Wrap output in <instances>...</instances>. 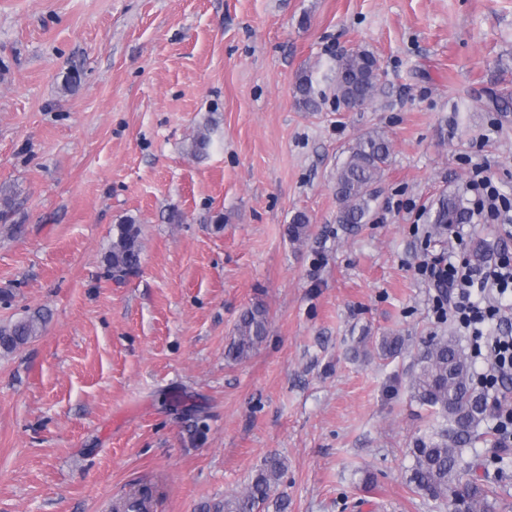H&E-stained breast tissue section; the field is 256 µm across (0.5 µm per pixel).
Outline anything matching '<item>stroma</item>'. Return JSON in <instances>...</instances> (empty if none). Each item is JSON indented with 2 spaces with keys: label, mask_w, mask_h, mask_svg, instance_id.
<instances>
[{
  "label": "stroma",
  "mask_w": 512,
  "mask_h": 512,
  "mask_svg": "<svg viewBox=\"0 0 512 512\" xmlns=\"http://www.w3.org/2000/svg\"><path fill=\"white\" fill-rule=\"evenodd\" d=\"M358 48L381 80L347 112L327 75ZM510 92L512 0H0V324L47 315L0 349V512H114L143 486L151 512H215L272 456L288 512H439L407 481L429 424L410 374L430 336L471 339L415 266L479 236L512 252L495 225L427 222L477 167L512 199V115L490 108ZM374 130L376 207L337 223L336 165ZM128 218L141 261L118 280ZM257 302L267 336L227 358ZM314 76L312 71L303 70L298 76L295 92L300 106L309 111L317 112L320 109L323 94L316 90L314 86ZM140 227L134 219H127L118 224L117 233L112 237V244L104 257L108 272L115 279L137 269L141 261ZM45 323V316L40 312L7 324L0 325V349L13 351L39 335Z\"/></svg>",
  "instance_id": "obj_1"
}]
</instances>
